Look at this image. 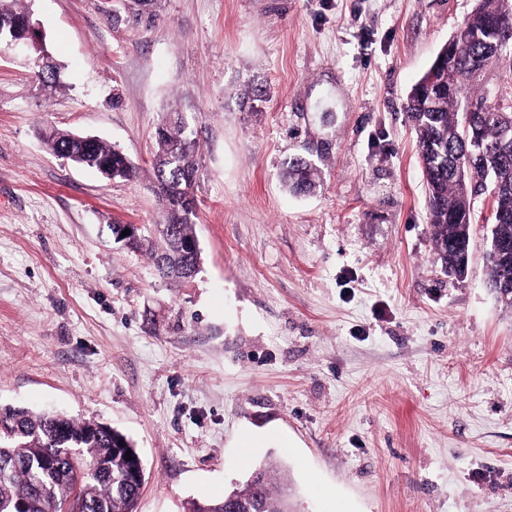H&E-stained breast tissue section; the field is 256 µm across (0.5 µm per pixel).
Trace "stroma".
Wrapping results in <instances>:
<instances>
[{"instance_id":"1","label":"stroma","mask_w":512,"mask_h":512,"mask_svg":"<svg viewBox=\"0 0 512 512\" xmlns=\"http://www.w3.org/2000/svg\"><path fill=\"white\" fill-rule=\"evenodd\" d=\"M60 65L0 48V407L132 439L137 512L288 471L293 512H512V307L488 288L490 195L465 278L427 220L410 87L474 0H22ZM202 144L198 274L162 279L113 224L162 223L155 128ZM119 147L129 181L54 155ZM316 172L293 194L289 160ZM33 48L38 50V65L36 66V75L39 83H41L43 86L48 84L51 89L56 88V86L59 84L58 65L54 62L45 47L40 46L38 43L34 45ZM40 138L57 156L99 173L105 169L113 180H128L136 174V167L121 150L97 138L83 141L77 138L76 133L54 127L42 129Z\"/></svg>"}]
</instances>
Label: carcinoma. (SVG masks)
Returning <instances> with one entry per match:
<instances>
[{
  "instance_id": "cac0c4a2",
  "label": "carcinoma",
  "mask_w": 512,
  "mask_h": 512,
  "mask_svg": "<svg viewBox=\"0 0 512 512\" xmlns=\"http://www.w3.org/2000/svg\"><path fill=\"white\" fill-rule=\"evenodd\" d=\"M19 0H0V45L11 39L15 25L27 17ZM458 28L465 37L453 49H441L429 70L448 71L454 87L429 90L428 75L411 88L405 112L416 132L417 152L427 189L429 224L436 255L448 274L463 277L468 269L474 209L461 203L490 190L493 199L491 238L512 247V144L502 145L504 128L512 124V104L493 100L485 76L512 51V0H476ZM38 50L37 78L51 88L59 84L58 65L45 47ZM470 136H464V127ZM56 155L80 166L128 180L136 167L119 149L99 140L77 138L54 127L40 132ZM157 149L151 161L157 192L165 208L157 234H139L126 246H148L159 274L171 281L194 277L201 251L188 250L197 239L196 156L200 143L177 113L167 114L155 132ZM283 178L289 191L314 187L308 163L296 157ZM489 287L512 306V292L500 291L512 266L487 254ZM131 456H126V452ZM264 479L214 500L191 501L187 512H284L288 478L277 464L262 465ZM144 484L140 454L122 432L93 420L64 414L0 407V512H136Z\"/></svg>"
}]
</instances>
